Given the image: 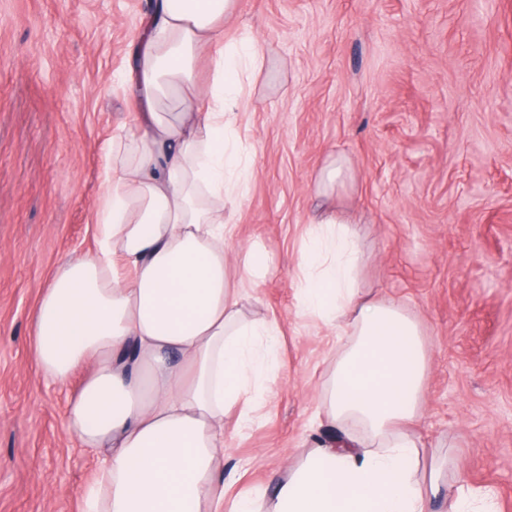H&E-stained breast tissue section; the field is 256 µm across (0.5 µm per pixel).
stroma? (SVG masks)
<instances>
[{
  "label": "stroma",
  "mask_w": 512,
  "mask_h": 512,
  "mask_svg": "<svg viewBox=\"0 0 512 512\" xmlns=\"http://www.w3.org/2000/svg\"><path fill=\"white\" fill-rule=\"evenodd\" d=\"M151 0H0V512H79L99 464L67 426L66 385L29 336L62 262L93 253L108 144L136 132L118 82ZM263 67L236 130L248 191L225 209L229 265L268 274L247 317L279 324L274 376L246 425L224 420L230 495L265 491L334 435L318 395L334 341L301 310L302 256L324 205L355 214L364 293L419 323L424 405L407 432L447 488L494 487L512 512V0H237L225 40ZM353 181L315 192L329 156Z\"/></svg>",
  "instance_id": "stroma-1"
}]
</instances>
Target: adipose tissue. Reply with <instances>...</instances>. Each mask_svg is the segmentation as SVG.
<instances>
[{
  "mask_svg": "<svg viewBox=\"0 0 512 512\" xmlns=\"http://www.w3.org/2000/svg\"><path fill=\"white\" fill-rule=\"evenodd\" d=\"M237 0H156L121 77L139 129L109 145L94 212L96 249L60 265L40 297L31 351L59 384L87 369L71 430L102 457L81 512H431L440 475H419L404 424L424 393L416 320L358 286L348 217L326 211L305 257L301 306L335 336L328 420L356 426L304 452L272 495L224 500V415L246 420L272 379L276 324L240 302L268 270L250 248L227 274L224 204L248 180L231 116L263 65L256 40L224 41ZM208 52L209 84L195 76Z\"/></svg>",
  "mask_w": 512,
  "mask_h": 512,
  "instance_id": "obj_1",
  "label": "adipose tissue"
}]
</instances>
